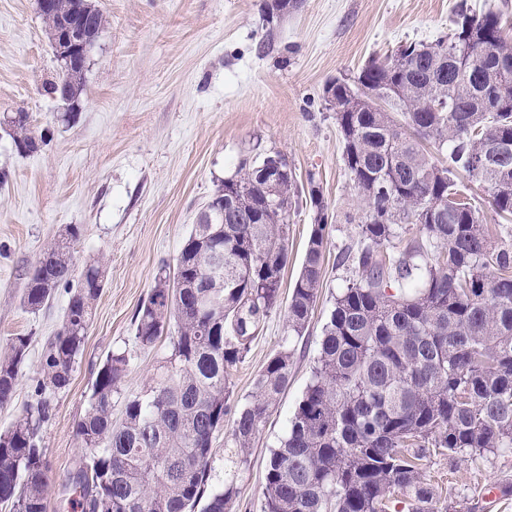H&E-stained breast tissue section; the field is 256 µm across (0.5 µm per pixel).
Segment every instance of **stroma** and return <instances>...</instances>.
Listing matches in <instances>:
<instances>
[{
	"label": "stroma",
	"mask_w": 512,
	"mask_h": 512,
	"mask_svg": "<svg viewBox=\"0 0 512 512\" xmlns=\"http://www.w3.org/2000/svg\"><path fill=\"white\" fill-rule=\"evenodd\" d=\"M106 24L89 52L81 109L62 120L45 91L60 66L37 0H0V354L12 336L32 343L12 401L0 406V431L33 403L45 341L60 328L67 296L57 292L32 314L21 297L38 258L58 231L80 227L77 261L102 256L104 288L67 388L51 394L42 427L50 462L47 512H81L69 477L79 456L75 423L92 378L112 351L126 352V388L140 390L167 342H135L131 320L161 262H175L213 191L240 160L282 152L299 181L314 178L328 206L323 286L291 379L237 480L234 512H260L272 448L287 431L310 379L322 326L353 268L339 254L357 248L361 200L342 160L335 115L324 95L336 78L356 76L366 60L411 41L432 42L454 28L457 5L499 13L512 24V0H298L261 19L266 0H94ZM25 112L48 142L17 153L4 116ZM314 211L300 204L288 226L289 295L300 271ZM286 306L267 318L251 351L232 370L234 402L248 401L254 376L279 349ZM427 474L443 504L471 506L486 484L512 485V453L484 458L431 455Z\"/></svg>",
	"instance_id": "1"
}]
</instances>
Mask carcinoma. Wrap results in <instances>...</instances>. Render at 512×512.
Returning <instances> with one entry per match:
<instances>
[{
	"instance_id": "obj_1",
	"label": "carcinoma",
	"mask_w": 512,
	"mask_h": 512,
	"mask_svg": "<svg viewBox=\"0 0 512 512\" xmlns=\"http://www.w3.org/2000/svg\"><path fill=\"white\" fill-rule=\"evenodd\" d=\"M489 48L475 57L471 49ZM84 71L62 69L48 93L77 103ZM332 105L343 161L362 201L359 246L337 261L357 279L336 294L309 383L267 459L260 512H454L425 478L431 452L450 458L512 452V244L498 241L458 179L483 184L512 220V37L501 18L460 5L453 33L374 58ZM15 147L46 144L26 112L8 120ZM432 145L434 157L426 145ZM239 162L205 204L175 266L161 264L133 317L135 342L170 335L157 372L126 390L130 359L98 367L76 422L74 481L81 512H231L236 478L288 388L308 329L327 247L328 206L295 173L269 197L259 166ZM316 213L288 297L280 349L256 375L251 400L231 405L230 369L243 362L280 302L288 224L302 192ZM80 229L67 226L39 257L21 300L31 313L59 290L61 328L43 347L36 403L0 433V507L46 512L50 463L39 429L47 394L66 388L104 288L99 261L78 268ZM32 337L0 356V405L13 398ZM120 407L121 420L112 421ZM231 419L229 473L212 484L213 439Z\"/></svg>"
}]
</instances>
